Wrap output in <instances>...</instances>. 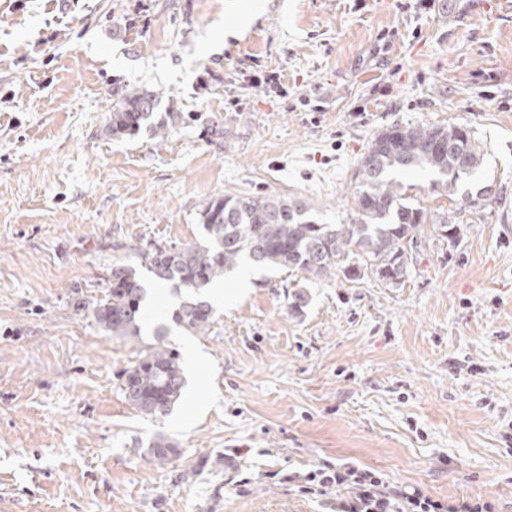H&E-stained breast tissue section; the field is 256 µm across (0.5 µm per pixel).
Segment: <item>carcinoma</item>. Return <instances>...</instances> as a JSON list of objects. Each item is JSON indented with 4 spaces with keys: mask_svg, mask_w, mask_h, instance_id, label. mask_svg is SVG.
Instances as JSON below:
<instances>
[{
    "mask_svg": "<svg viewBox=\"0 0 512 512\" xmlns=\"http://www.w3.org/2000/svg\"><path fill=\"white\" fill-rule=\"evenodd\" d=\"M160 105L161 98L142 87L112 90L108 134L167 135L180 113L171 101L158 118ZM450 143L454 148H448ZM482 161L463 126L392 125L373 137L352 174L355 210L350 223L320 222L313 205L299 196H226L204 209L203 240L171 249L157 246L140 256L157 281L186 293L172 318L193 334L208 331L214 322L215 310L203 300L204 290L241 262L298 270L319 281L338 270L348 280L370 272L388 285L401 284L410 267L407 247L427 227L451 241L458 232L447 217L432 216L410 202L401 177L425 174L431 177L432 189L478 205L496 199L485 192L486 183L474 181ZM146 295L137 271L116 265L93 317L114 336H136ZM155 339L140 360L122 371L121 385L141 413L161 418L180 399L185 376L179 353L162 343L160 332ZM174 453V446L162 438L148 446L157 462Z\"/></svg>",
    "mask_w": 512,
    "mask_h": 512,
    "instance_id": "1",
    "label": "carcinoma"
}]
</instances>
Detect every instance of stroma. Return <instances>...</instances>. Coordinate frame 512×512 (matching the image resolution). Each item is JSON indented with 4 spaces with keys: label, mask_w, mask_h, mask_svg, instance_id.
<instances>
[{
    "label": "stroma",
    "mask_w": 512,
    "mask_h": 512,
    "mask_svg": "<svg viewBox=\"0 0 512 512\" xmlns=\"http://www.w3.org/2000/svg\"><path fill=\"white\" fill-rule=\"evenodd\" d=\"M123 85L176 102L167 138L108 134ZM396 123L470 128L497 196L406 176L460 234L418 237L402 284L240 268L209 333L156 284L139 335L96 323L112 266L199 240L214 199L348 223ZM160 325L186 386L155 419L120 372ZM339 459L512 512V0H0V512H326L288 476Z\"/></svg>",
    "instance_id": "35a3bbf8"
}]
</instances>
